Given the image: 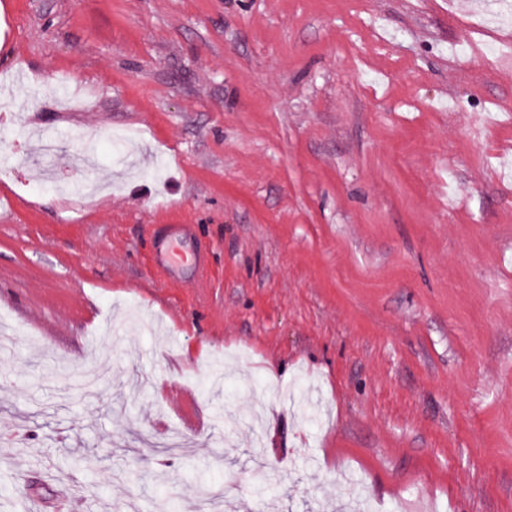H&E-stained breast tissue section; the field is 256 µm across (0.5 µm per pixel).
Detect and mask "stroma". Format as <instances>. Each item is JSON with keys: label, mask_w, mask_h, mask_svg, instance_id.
<instances>
[{"label": "stroma", "mask_w": 512, "mask_h": 512, "mask_svg": "<svg viewBox=\"0 0 512 512\" xmlns=\"http://www.w3.org/2000/svg\"><path fill=\"white\" fill-rule=\"evenodd\" d=\"M1 98L0 512H512V0H0Z\"/></svg>", "instance_id": "obj_1"}]
</instances>
